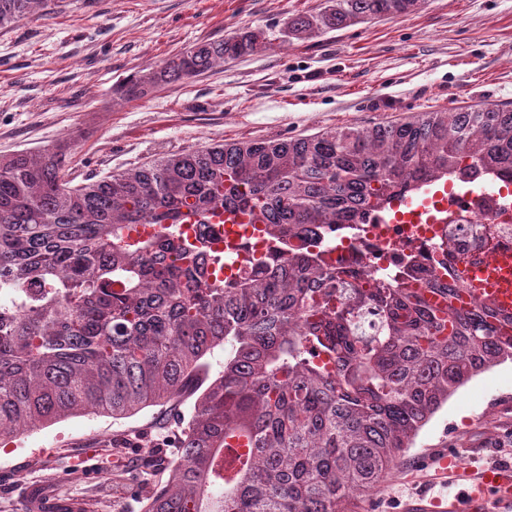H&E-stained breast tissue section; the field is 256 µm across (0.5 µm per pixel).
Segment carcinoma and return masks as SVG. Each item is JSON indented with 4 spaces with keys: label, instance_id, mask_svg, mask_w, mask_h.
Segmentation results:
<instances>
[{
    "label": "carcinoma",
    "instance_id": "1",
    "mask_svg": "<svg viewBox=\"0 0 512 512\" xmlns=\"http://www.w3.org/2000/svg\"><path fill=\"white\" fill-rule=\"evenodd\" d=\"M50 0H0V26ZM331 0L288 31L412 12ZM234 32L120 85L127 101L257 50ZM72 144L0 157V443L78 414L131 418L186 398L180 454L142 512H352L418 431L489 368L512 363L497 313L403 277L359 286L319 250L220 277L224 254L178 231L217 211L279 244L358 223L450 176L512 177V107L421 112L288 139L213 143L74 183ZM138 224L159 234L132 236ZM224 350V368L210 357Z\"/></svg>",
    "mask_w": 512,
    "mask_h": 512
}]
</instances>
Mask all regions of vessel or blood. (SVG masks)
Masks as SVG:
<instances>
[{
  "label": "vessel or blood",
  "instance_id": "1",
  "mask_svg": "<svg viewBox=\"0 0 512 512\" xmlns=\"http://www.w3.org/2000/svg\"><path fill=\"white\" fill-rule=\"evenodd\" d=\"M457 275L463 278L455 308L487 305L512 315V245L488 258H475ZM419 481L425 488L404 501L401 512H512V465L473 468L458 457L437 453L427 458Z\"/></svg>",
  "mask_w": 512,
  "mask_h": 512
}]
</instances>
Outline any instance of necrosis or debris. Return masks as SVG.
<instances>
[{
	"instance_id": "obj_1",
	"label": "necrosis or debris",
	"mask_w": 512,
	"mask_h": 512,
	"mask_svg": "<svg viewBox=\"0 0 512 512\" xmlns=\"http://www.w3.org/2000/svg\"><path fill=\"white\" fill-rule=\"evenodd\" d=\"M512 244V179L497 177L491 190L475 192L468 180H450L446 200H411L366 223H342L319 244L335 260L356 266L362 285L412 266L437 275L458 260Z\"/></svg>"
}]
</instances>
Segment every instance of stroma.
Returning a JSON list of instances; mask_svg holds the SVG:
<instances>
[{
  "label": "stroma",
  "instance_id": "1",
  "mask_svg": "<svg viewBox=\"0 0 512 512\" xmlns=\"http://www.w3.org/2000/svg\"><path fill=\"white\" fill-rule=\"evenodd\" d=\"M328 0H51L0 27V156L74 141L70 171L100 178L166 153L233 140L310 136L421 112L512 105V0H425L397 18L315 31L288 22ZM257 52L127 101L126 79L242 29ZM512 364L451 396L356 512H399L409 476L446 448L512 462ZM184 407L115 421L84 415L0 444V512L37 489L82 512H140L176 457Z\"/></svg>",
  "mask_w": 512,
  "mask_h": 512
}]
</instances>
